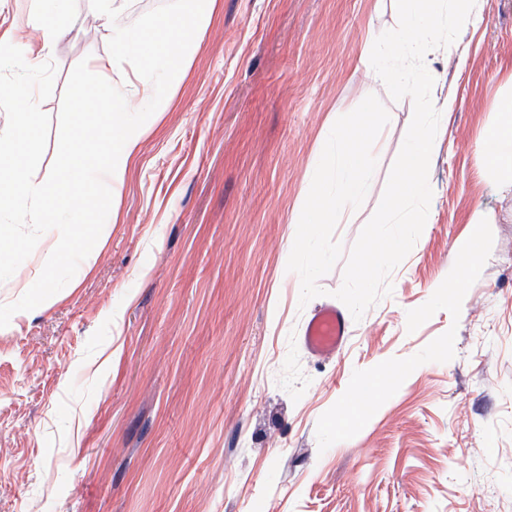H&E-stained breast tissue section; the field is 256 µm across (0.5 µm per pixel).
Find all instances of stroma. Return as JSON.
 <instances>
[{"mask_svg": "<svg viewBox=\"0 0 512 512\" xmlns=\"http://www.w3.org/2000/svg\"><path fill=\"white\" fill-rule=\"evenodd\" d=\"M429 68L442 112L423 232L391 296L312 355L287 262L332 118L376 95L390 115L351 250L377 209L413 116L367 77L389 0H216L191 63L142 138L102 233L72 280L0 328V512H512V190L479 149L512 85V0ZM32 0H0V43L50 58L57 119L75 65L105 58L101 0H68L51 53ZM482 214L483 256L458 248ZM41 237L0 305L36 281ZM406 373L394 382L387 372ZM371 375L379 400L341 419ZM459 251H464V253L467 254L466 261L464 263H459L457 266L458 279L462 280L466 277L467 273L482 259V252L477 236L473 235L467 241L462 243L459 247Z\"/></svg>", "mask_w": 512, "mask_h": 512, "instance_id": "35a3bbf8", "label": "stroma"}]
</instances>
